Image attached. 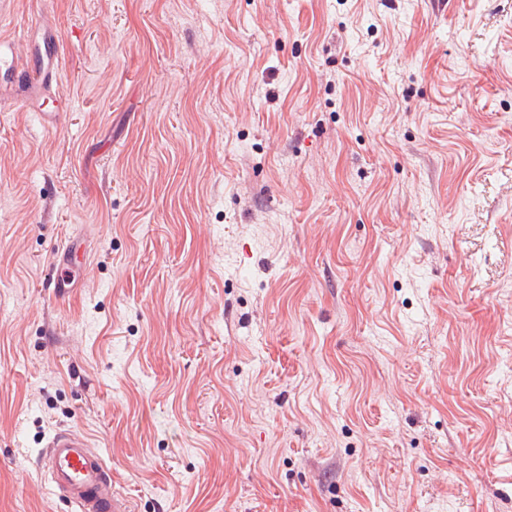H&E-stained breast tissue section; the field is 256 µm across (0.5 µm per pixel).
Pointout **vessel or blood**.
Here are the masks:
<instances>
[{"mask_svg": "<svg viewBox=\"0 0 512 512\" xmlns=\"http://www.w3.org/2000/svg\"><path fill=\"white\" fill-rule=\"evenodd\" d=\"M24 35L33 41L32 69L37 75L30 87L27 109L43 128L53 129L61 124L65 113L60 109L45 110L43 103L47 86L57 73L52 58L62 44V34L57 27L37 23L27 26ZM79 246V241H71L66 251L52 258L49 286L54 292L70 287L71 253ZM42 465L49 476L52 494L66 500L71 512H129L126 502L112 490V475L101 455L75 431L64 429L53 434L42 456Z\"/></svg>", "mask_w": 512, "mask_h": 512, "instance_id": "vessel-or-blood-1", "label": "vessel or blood"}]
</instances>
